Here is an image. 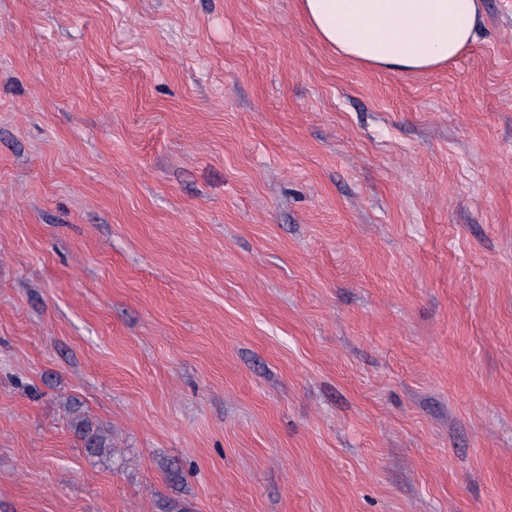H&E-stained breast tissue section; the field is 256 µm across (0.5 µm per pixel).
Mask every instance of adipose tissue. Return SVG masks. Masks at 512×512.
I'll return each mask as SVG.
<instances>
[{
  "mask_svg": "<svg viewBox=\"0 0 512 512\" xmlns=\"http://www.w3.org/2000/svg\"><path fill=\"white\" fill-rule=\"evenodd\" d=\"M299 9L337 54L373 68L426 72L472 43L482 0H299Z\"/></svg>",
  "mask_w": 512,
  "mask_h": 512,
  "instance_id": "obj_1",
  "label": "adipose tissue"
}]
</instances>
